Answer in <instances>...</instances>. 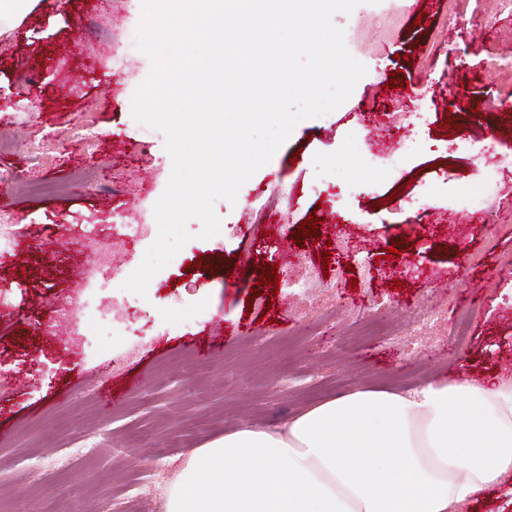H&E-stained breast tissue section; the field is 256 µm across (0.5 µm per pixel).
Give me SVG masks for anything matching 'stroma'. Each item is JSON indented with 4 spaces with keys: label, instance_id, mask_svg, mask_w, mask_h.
Masks as SVG:
<instances>
[{
    "label": "stroma",
    "instance_id": "obj_1",
    "mask_svg": "<svg viewBox=\"0 0 512 512\" xmlns=\"http://www.w3.org/2000/svg\"><path fill=\"white\" fill-rule=\"evenodd\" d=\"M141 14L142 0L105 11L98 0H38L0 31V136L15 144L0 167L67 186L36 200L0 186V211L21 226L0 252V370L14 381L0 393L1 502L139 512L143 488L163 496L196 448L243 423L277 425L359 387L512 379V171L487 183L492 159L476 154L487 137L512 153V112L482 107L512 96V9L481 0H364L336 15L366 75L339 108L298 122L236 202L216 201L219 235L200 238L190 221L191 240L146 296L119 290L134 335L88 336L75 348L39 330L44 297L70 299L74 264L94 252L88 221L113 209L154 223L171 173L164 135L131 115L149 58L111 66L119 31ZM415 112L427 123L414 124ZM90 118L109 134L94 154L65 138ZM382 135L416 145L392 179L355 149ZM30 141L50 148L32 156ZM312 215L321 224L308 238L298 225ZM270 266L294 280L328 269L322 305L258 284V268ZM429 308L441 318L424 325L415 352L366 333L374 318L402 324ZM459 309L471 313L462 337ZM88 441L95 453L75 456ZM42 457L65 471L30 478Z\"/></svg>",
    "mask_w": 512,
    "mask_h": 512
}]
</instances>
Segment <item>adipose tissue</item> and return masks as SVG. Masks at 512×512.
Returning a JSON list of instances; mask_svg holds the SVG:
<instances>
[{
  "label": "adipose tissue",
  "instance_id": "1",
  "mask_svg": "<svg viewBox=\"0 0 512 512\" xmlns=\"http://www.w3.org/2000/svg\"><path fill=\"white\" fill-rule=\"evenodd\" d=\"M512 477V381L357 389L198 448L165 512H463Z\"/></svg>",
  "mask_w": 512,
  "mask_h": 512
}]
</instances>
